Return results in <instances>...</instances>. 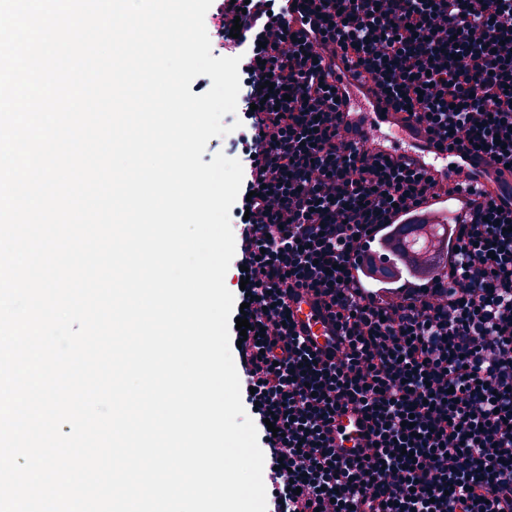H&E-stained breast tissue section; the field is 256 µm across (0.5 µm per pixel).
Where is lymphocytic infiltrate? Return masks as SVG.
<instances>
[{
    "instance_id": "lymphocytic-infiltrate-1",
    "label": "lymphocytic infiltrate",
    "mask_w": 512,
    "mask_h": 512,
    "mask_svg": "<svg viewBox=\"0 0 512 512\" xmlns=\"http://www.w3.org/2000/svg\"><path fill=\"white\" fill-rule=\"evenodd\" d=\"M281 2L254 13L213 0L206 19L250 90L274 85L239 135L252 198L238 247L254 300L237 353L274 425L270 459L284 463L267 474L270 512H512V182L451 225L414 293L366 298L387 276L373 246L402 230L392 216L480 187L351 140L336 84L341 64L441 146L512 165V0H294L318 20L313 42ZM296 288L335 322L334 360L294 332ZM348 411L368 428L343 455L333 428Z\"/></svg>"
}]
</instances>
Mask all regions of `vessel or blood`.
I'll use <instances>...</instances> for the list:
<instances>
[{"mask_svg": "<svg viewBox=\"0 0 512 512\" xmlns=\"http://www.w3.org/2000/svg\"><path fill=\"white\" fill-rule=\"evenodd\" d=\"M338 86L343 99V120L353 139H366L369 146L384 149L391 157L408 155L418 160L423 169L436 181H444L446 175L467 169L477 163L479 169L493 173L495 166L485 158L470 160L459 151H445L429 144L424 129L415 123H406L402 115L386 105L369 86L359 84L347 73H340ZM471 208L465 197L433 198L428 210L419 215H396L394 223L454 224ZM294 331L308 339L312 348L322 355L336 351V325L328 316L317 297L302 291L295 292L290 301Z\"/></svg>", "mask_w": 512, "mask_h": 512, "instance_id": "vessel-or-blood-1", "label": "vessel or blood"}]
</instances>
